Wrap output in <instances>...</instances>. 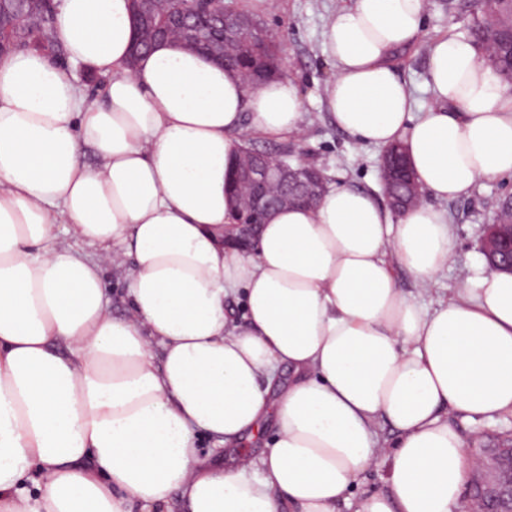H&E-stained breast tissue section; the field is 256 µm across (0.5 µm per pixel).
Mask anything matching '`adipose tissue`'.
<instances>
[{
  "label": "adipose tissue",
  "instance_id": "adipose-tissue-1",
  "mask_svg": "<svg viewBox=\"0 0 512 512\" xmlns=\"http://www.w3.org/2000/svg\"><path fill=\"white\" fill-rule=\"evenodd\" d=\"M424 13L337 8L326 107L361 142L402 144L433 203L398 215L331 186L271 212L248 248L224 239L225 178L250 132L301 134L292 80L250 90L170 41L131 61L130 0H62L65 62L0 57V512H170L176 491L186 512H336L382 465L387 491L356 512H463L472 458L449 418L512 413V275L483 270L427 309L394 270L429 291L454 254L435 200L512 176V88L451 34L429 48L420 102L391 58ZM77 65L106 77L103 101ZM262 439L253 474L242 448ZM74 72L81 92L91 98L102 101L106 80L103 79L104 82L101 84L100 79L96 75L90 74L80 66L76 67ZM107 287L109 288L110 308L115 314L125 311L124 304V273L121 270L110 269L107 274Z\"/></svg>",
  "mask_w": 512,
  "mask_h": 512
}]
</instances>
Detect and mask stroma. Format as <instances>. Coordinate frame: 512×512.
Wrapping results in <instances>:
<instances>
[{"label":"stroma","mask_w":512,"mask_h":512,"mask_svg":"<svg viewBox=\"0 0 512 512\" xmlns=\"http://www.w3.org/2000/svg\"><path fill=\"white\" fill-rule=\"evenodd\" d=\"M232 3L279 37L287 76L298 85L308 117L301 137L271 140L255 133L250 138L253 147L274 155L285 149L294 156L305 154L310 162L323 169L329 185H351L381 195L377 170L379 149L364 145L340 130L324 104V87L333 72L323 53L324 25L342 0H277L276 6L270 9L262 0H232ZM475 9V0H426L418 42L400 51L395 58L399 75L419 101L430 99L425 88L429 44L448 33L465 32ZM510 194L512 177L500 176L480 180L469 195L445 202L455 241V259L438 274L429 301L447 298L450 288L476 276L484 227L492 220L498 198Z\"/></svg>","instance_id":"35a3bbf8"}]
</instances>
